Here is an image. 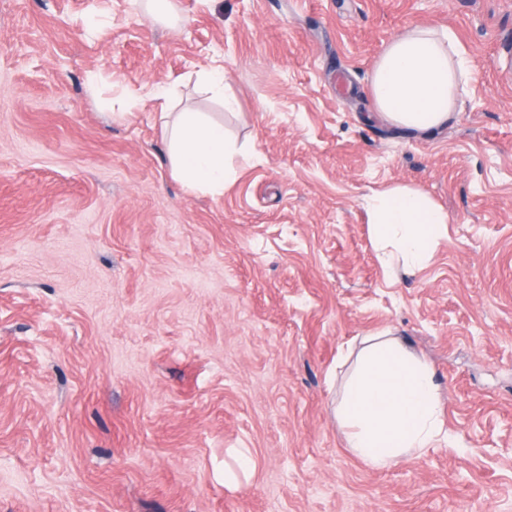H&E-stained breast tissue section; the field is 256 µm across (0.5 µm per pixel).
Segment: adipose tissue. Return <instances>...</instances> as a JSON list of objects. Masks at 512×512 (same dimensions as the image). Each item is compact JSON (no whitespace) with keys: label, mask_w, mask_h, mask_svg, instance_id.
Listing matches in <instances>:
<instances>
[{"label":"adipose tissue","mask_w":512,"mask_h":512,"mask_svg":"<svg viewBox=\"0 0 512 512\" xmlns=\"http://www.w3.org/2000/svg\"><path fill=\"white\" fill-rule=\"evenodd\" d=\"M466 75L465 59L450 32L413 27L396 36L375 64V109L391 124L435 131L457 112ZM164 138L172 173L186 189L223 194L236 152L223 125L197 112H182L166 125ZM368 210L373 246L383 251L387 263L398 262L411 271L424 266L447 229L443 209L408 186L374 194ZM338 415L350 447L375 467L433 447L443 430L433 370L394 338L363 350Z\"/></svg>","instance_id":"obj_1"}]
</instances>
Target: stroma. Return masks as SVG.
<instances>
[{
  "instance_id": "35a3bbf8",
  "label": "stroma",
  "mask_w": 512,
  "mask_h": 512,
  "mask_svg": "<svg viewBox=\"0 0 512 512\" xmlns=\"http://www.w3.org/2000/svg\"><path fill=\"white\" fill-rule=\"evenodd\" d=\"M177 3L0 0V512H512V0ZM415 26L471 71L428 136L370 90ZM172 86L241 148L223 195L171 174ZM396 185L448 214L414 273L371 243ZM369 336L434 370L447 436L382 469L337 413ZM203 81L207 86L224 102L226 110H232L237 105V100L233 95L226 93V85L224 84V70L223 68L212 69L205 71L201 75Z\"/></svg>"
}]
</instances>
